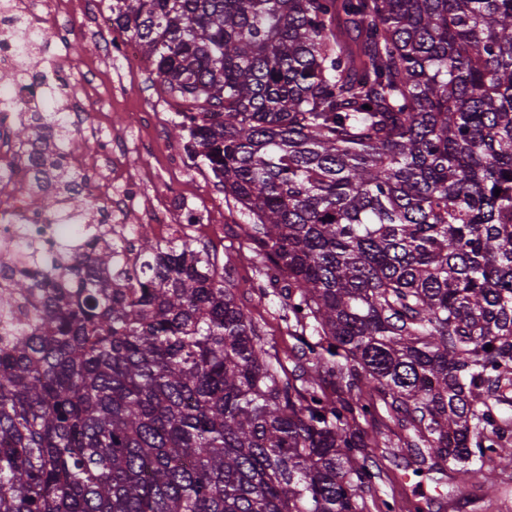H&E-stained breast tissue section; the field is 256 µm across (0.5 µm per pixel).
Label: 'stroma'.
<instances>
[{
	"label": "stroma",
	"instance_id": "stroma-1",
	"mask_svg": "<svg viewBox=\"0 0 512 512\" xmlns=\"http://www.w3.org/2000/svg\"><path fill=\"white\" fill-rule=\"evenodd\" d=\"M110 0H98L97 12L83 15L74 11L73 36L67 43L51 42L42 61L67 56L72 98L88 99L99 127L123 136L128 144L125 171L142 174L148 180L147 194L178 193L184 202L204 215V226L190 231L191 239L206 246L217 260L232 258L237 297L264 330L267 341L279 352L285 369L293 367L294 341L288 334V322L282 299L274 288H260L261 264L243 239L241 227L249 223L248 214L225 202L224 193L211 171L199 159H192L183 170L169 166L167 151L182 148L183 140L171 134L179 116L171 97L164 91L150 63H142L134 72L119 68L106 52L101 18L110 14ZM151 116L147 126L132 124L133 113ZM375 460L384 473L381 498H394L397 512H512V468L500 472L495 488L479 484L453 490L451 475L413 476L414 457L395 455L378 448Z\"/></svg>",
	"mask_w": 512,
	"mask_h": 512
}]
</instances>
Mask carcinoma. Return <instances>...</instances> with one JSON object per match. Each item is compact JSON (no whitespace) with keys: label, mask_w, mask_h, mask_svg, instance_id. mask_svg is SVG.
Here are the masks:
<instances>
[{"label":"carcinoma","mask_w":512,"mask_h":512,"mask_svg":"<svg viewBox=\"0 0 512 512\" xmlns=\"http://www.w3.org/2000/svg\"><path fill=\"white\" fill-rule=\"evenodd\" d=\"M284 273L287 373L229 273L144 226L127 264L62 163L31 201L78 222L0 278V512H368L363 425L461 483L512 467V0H112ZM371 109H366V106ZM500 195H495V189ZM491 350H486L487 345Z\"/></svg>","instance_id":"obj_1"}]
</instances>
